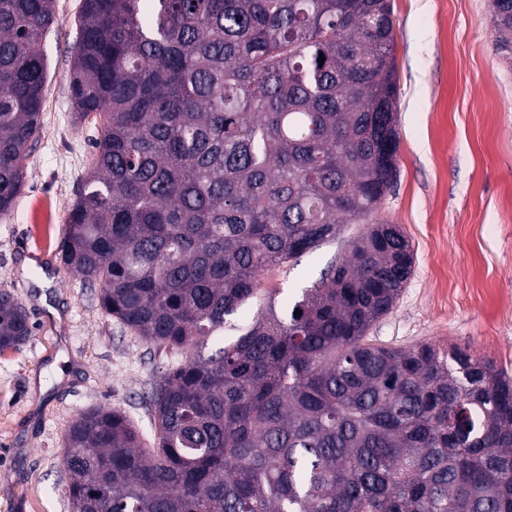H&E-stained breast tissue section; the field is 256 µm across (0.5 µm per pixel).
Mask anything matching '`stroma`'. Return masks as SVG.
Wrapping results in <instances>:
<instances>
[{
	"mask_svg": "<svg viewBox=\"0 0 512 512\" xmlns=\"http://www.w3.org/2000/svg\"><path fill=\"white\" fill-rule=\"evenodd\" d=\"M80 3L56 0L41 43L43 135L12 213L0 217V292L32 325L25 344L0 352V512H70L64 439L88 408H120L151 448L145 397L158 367L179 359L107 316L98 289L57 255L95 136L70 101ZM489 3L393 0L400 146L377 215L403 231L414 269L371 333L397 347L454 346L512 374V61L494 51ZM363 230L342 225L335 241L268 272L257 296L227 317L225 335L248 328L266 303L284 310Z\"/></svg>",
	"mask_w": 512,
	"mask_h": 512,
	"instance_id": "1",
	"label": "stroma"
}]
</instances>
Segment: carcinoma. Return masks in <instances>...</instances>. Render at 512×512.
Segmentation results:
<instances>
[{
	"instance_id": "obj_1",
	"label": "carcinoma",
	"mask_w": 512,
	"mask_h": 512,
	"mask_svg": "<svg viewBox=\"0 0 512 512\" xmlns=\"http://www.w3.org/2000/svg\"><path fill=\"white\" fill-rule=\"evenodd\" d=\"M55 2L0 0V216L43 131ZM491 10L512 59V0ZM78 17L70 97L97 137L61 258L182 358L146 397L152 452L110 406L70 424L71 512H512V378L369 335L414 263L374 218L397 173L391 0H81ZM356 222L285 316L224 339L264 274ZM29 336L0 292V351Z\"/></svg>"
}]
</instances>
